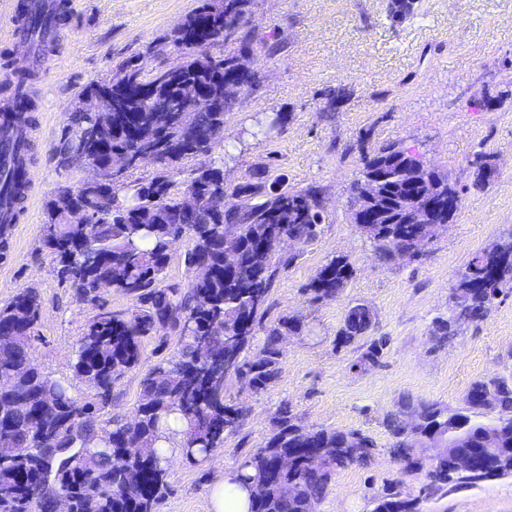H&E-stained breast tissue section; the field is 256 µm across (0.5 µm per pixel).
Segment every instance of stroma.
Masks as SVG:
<instances>
[{"instance_id": "stroma-1", "label": "stroma", "mask_w": 512, "mask_h": 512, "mask_svg": "<svg viewBox=\"0 0 512 512\" xmlns=\"http://www.w3.org/2000/svg\"><path fill=\"white\" fill-rule=\"evenodd\" d=\"M389 2L257 0L259 82L240 109L226 114L224 138L208 158L224 161V154H232V161H224L229 183L271 162L289 187L321 188L327 219L319 237L297 247L296 261L278 275L267 301L268 320L298 315L309 331L287 340L280 377L269 390L255 393L226 383V398L246 412L243 427L196 464L172 449L169 489L157 512H207L212 485L226 467L265 444L274 413L285 402L302 425L358 431L373 441L366 462L337 470L317 512H371L373 498L394 484L420 499L424 512H512V476L429 493V463L404 470L384 426L403 398L457 408L474 381L512 374V290L496 299L485 319L463 324L447 341L433 332L435 319L448 315L456 272L512 232V98L494 110L478 107L481 99L512 91V0H412V13L399 21L390 17ZM199 4L73 0L44 69L25 43L0 39V53L30 73L35 104V194L0 250V306L21 289L38 290L43 308L33 357L82 402L94 400L95 390L73 373L76 344L99 309L124 311L132 301L111 290L99 305L77 302L42 247L46 202L59 183L77 186L88 176L61 152L60 138L82 90L109 79L118 64L138 62L153 72L175 64L166 39ZM339 86L349 90L348 100L339 111H324L326 92ZM278 112L288 116L279 132L249 139L256 120ZM365 131L376 143L399 140L417 147L460 191V209L419 259L380 260L350 219V188L360 168L351 145ZM480 150L498 163L483 184L467 165ZM339 256L354 269L351 281L340 298L312 302L306 284ZM354 302L373 309L379 334L389 339L379 363L360 370L353 366L360 346L336 345L345 310ZM179 348L172 335L163 342L145 339L140 364L117 384L101 422L132 416L144 374Z\"/></svg>"}]
</instances>
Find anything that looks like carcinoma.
I'll use <instances>...</instances> for the list:
<instances>
[{"label":"carcinoma","instance_id":"obj_1","mask_svg":"<svg viewBox=\"0 0 512 512\" xmlns=\"http://www.w3.org/2000/svg\"><path fill=\"white\" fill-rule=\"evenodd\" d=\"M257 0H202L169 37V45L181 51L172 71L182 81L208 88L220 98L238 94L233 77L238 56L253 48L256 40L252 14ZM224 45L228 51L215 53ZM28 76L17 74L4 85L13 111L32 110ZM86 90L112 99V130L94 146L71 136L64 140L65 155L85 164L96 159L131 153L138 145L163 144L169 165L201 151L210 152L224 132V105L208 99L194 105L192 122H175L160 132L155 109L164 104L176 111L182 105L181 84L160 81L145 73L144 66L125 62L112 77L92 83ZM288 115L279 113L259 122L250 135L266 137L284 126ZM360 178L372 174L378 184L377 224L365 233L378 257L417 258L423 225L407 221L421 206L419 194L433 187L446 196L458 193L448 174L425 167L423 155L399 141L360 147ZM476 176L493 167V155L477 152L468 161ZM185 186L197 200L190 214H183L180 195L171 192L170 172L137 182L117 196L112 187L93 191L68 184L56 194L73 197L79 206L90 205L96 218L90 224L75 223L55 208L44 210L43 248L55 264L58 277L69 284L74 298L97 301L101 281L128 295L133 308L124 312L97 313L81 336L73 371L97 390L93 402L75 399L68 386L45 373L32 356L42 299L34 288L19 292L0 307V375L11 374L13 388L0 392V436L33 449L24 460L0 459V512H55L59 494L66 493L73 512H157L167 489V458L158 442L173 433L169 417L181 423L180 448L191 463L208 459L224 445V436L243 426V416L224 395V356H237L236 380H245L251 391L268 390L278 380L283 358L281 339L307 332L296 316H282L271 325L264 322L265 303L279 271L295 260L283 244L291 238L313 242L326 220V207L313 187L296 190L284 177L272 173L271 164L253 166L233 184L224 180V164L208 162L190 173ZM230 192L243 200L230 210L217 208L213 197ZM25 181L16 176L0 182V201L8 200L19 212ZM189 237L184 264L193 271L208 267L207 277L191 279L187 286L167 284L164 273L170 248L178 236ZM238 254L237 266L224 268V250ZM354 269L343 257L322 265L306 285L315 302L340 297ZM512 290V233L475 254L455 275L449 288V317L435 323V332L446 339L459 325L485 318L496 298ZM180 312L190 324L176 335L179 356L153 365L141 380V396L132 419H113L110 429L99 427L98 412L112 402L115 385L139 365L142 341L171 331V316ZM375 314L365 304L348 308L336 333V347H348L369 335ZM261 347L251 350L257 333ZM386 339L374 338L355 367L379 362ZM413 409L423 418L419 434L405 432L404 412ZM386 427L395 454L409 466L419 464L417 448L426 438L441 436L473 460L469 471L451 473L448 459L433 460L429 472L434 491L458 480L476 483L490 477L512 475V375L477 380L468 388L464 407L451 409L439 403L403 404L388 415ZM373 447L360 432L324 427H305L283 403L277 409L273 429L265 445L240 464L242 478L253 490L250 512H312L324 499L332 475L367 457ZM333 455L332 464L320 467L315 457ZM286 456L292 466L278 467ZM372 512H421L419 500L402 495L391 486L373 498Z\"/></svg>","mask_w":512,"mask_h":512}]
</instances>
